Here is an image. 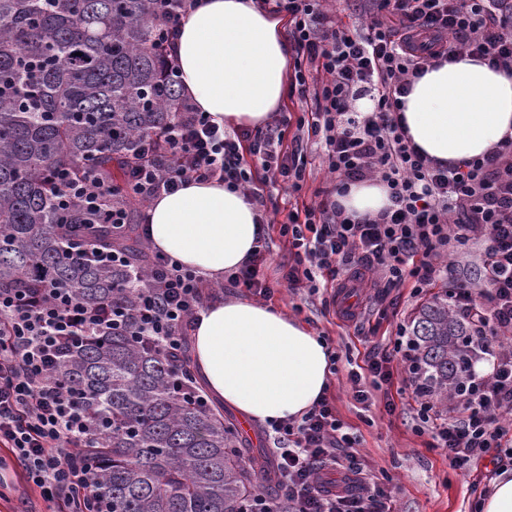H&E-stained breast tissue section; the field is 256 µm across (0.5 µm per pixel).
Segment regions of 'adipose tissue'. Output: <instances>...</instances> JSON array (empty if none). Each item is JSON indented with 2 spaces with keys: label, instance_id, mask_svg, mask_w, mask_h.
<instances>
[{
  "label": "adipose tissue",
  "instance_id": "1",
  "mask_svg": "<svg viewBox=\"0 0 512 512\" xmlns=\"http://www.w3.org/2000/svg\"><path fill=\"white\" fill-rule=\"evenodd\" d=\"M285 21L252 0H199L176 45L183 93L227 128L265 123L287 93ZM413 141L430 157L481 156L512 133V79L459 61L428 71L405 98ZM252 205L215 181H189L154 200L153 246L207 279L245 260L259 231ZM194 362L208 389L244 418H299L330 386L326 343L279 310L232 300L202 312Z\"/></svg>",
  "mask_w": 512,
  "mask_h": 512
}]
</instances>
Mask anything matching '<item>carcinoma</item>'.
Masks as SVG:
<instances>
[{
  "instance_id": "carcinoma-1",
  "label": "carcinoma",
  "mask_w": 512,
  "mask_h": 512,
  "mask_svg": "<svg viewBox=\"0 0 512 512\" xmlns=\"http://www.w3.org/2000/svg\"><path fill=\"white\" fill-rule=\"evenodd\" d=\"M157 25L154 0H0V289L43 279L85 305L133 304V289L115 284L147 270L149 249L127 172L182 98ZM58 169L98 171L126 204L124 233L102 214L61 212ZM72 240L115 248L129 266L74 261ZM410 328L423 388L440 398L463 391L477 345L449 313L448 290ZM171 364L129 323L80 338L60 364L59 378L92 402L102 448L80 459L98 496L112 512H251L257 494L277 496L267 458L245 447L223 409L181 397Z\"/></svg>"
}]
</instances>
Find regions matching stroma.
Segmentation results:
<instances>
[{
  "instance_id": "obj_1",
  "label": "stroma",
  "mask_w": 512,
  "mask_h": 512,
  "mask_svg": "<svg viewBox=\"0 0 512 512\" xmlns=\"http://www.w3.org/2000/svg\"><path fill=\"white\" fill-rule=\"evenodd\" d=\"M325 172L320 158H313L312 172L300 192L278 186L267 187V202L272 223L268 227L270 255L266 274L269 279L280 276V266L287 252L279 234V226L288 219L291 209L311 204ZM331 290L312 293L300 290L298 294H275L273 306L286 315L306 323L320 335L329 337L338 355L336 373L332 377L329 394L347 432L357 436L361 451L372 475L388 478L394 487L396 512H467L472 501L491 486L492 464L487 460L471 462L463 470L449 467L447 455L432 447L428 435L418 434L413 428L410 393L393 382L387 391L373 394V403L363 406L346 393L348 363H363L371 347L387 349L401 322L410 321L424 302V295L399 288L391 292L393 301L386 316H379L371 303H364L356 321L339 319L334 309L324 306ZM394 402L396 411L387 414L385 402ZM10 487L0 499V512H48L38 491L25 481L21 470L11 469Z\"/></svg>"
}]
</instances>
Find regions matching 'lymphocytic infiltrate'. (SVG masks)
I'll return each instance as SVG.
<instances>
[{"mask_svg": "<svg viewBox=\"0 0 512 512\" xmlns=\"http://www.w3.org/2000/svg\"><path fill=\"white\" fill-rule=\"evenodd\" d=\"M198 0H155L158 38L172 50L182 20ZM287 18L294 60L291 94L303 113L290 122L280 112L258 128L228 130L190 99L176 120L152 140L130 177L145 201L184 183L215 180L242 192L260 224H267L264 189L301 190L308 151H320L326 181L318 202L290 212L280 235L288 261L278 282L266 273L269 249L258 234L249 257L224 280L260 300L276 287L291 294L353 281L376 288L377 302L393 289L414 293L448 282L450 312L463 318L482 347L487 372H472L469 389L440 405L416 391V346L398 327L392 354H370L350 371L353 400L365 404L401 371L415 391L417 433L430 435L450 467L488 458L512 465V135L465 163L428 157L412 140L404 99L430 69L466 54L512 78V0H352L359 23L339 16L332 0H254ZM367 107H360V100ZM60 209L104 214L113 232L126 225V207L95 170L71 179L55 172ZM376 181L388 196L376 214L357 215L339 202L349 186ZM478 249L476 276L459 273L455 256ZM134 330L163 358L182 355L187 329L216 296L202 277L168 255L138 277ZM120 316L111 305L89 307L63 287L36 281L0 290V446L44 501H75L78 512H110L96 502V477L74 460L95 453L96 427L87 397L56 374L83 335L111 330ZM280 496L288 512H393L390 482L364 476L357 436L346 432L336 405L319 397L298 419L272 422ZM336 467L355 485L326 486Z\"/></svg>", "mask_w": 512, "mask_h": 512, "instance_id": "lymphocytic-infiltrate-1", "label": "lymphocytic infiltrate"}]
</instances>
